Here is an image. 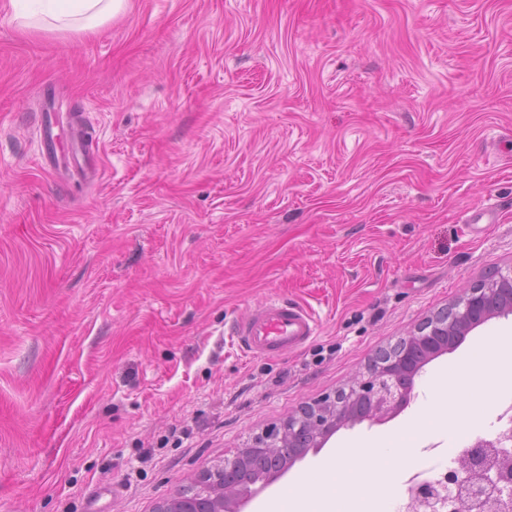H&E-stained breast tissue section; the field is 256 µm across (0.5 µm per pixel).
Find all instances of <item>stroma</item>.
Returning a JSON list of instances; mask_svg holds the SVG:
<instances>
[{"mask_svg":"<svg viewBox=\"0 0 512 512\" xmlns=\"http://www.w3.org/2000/svg\"><path fill=\"white\" fill-rule=\"evenodd\" d=\"M47 110L97 181L42 168ZM495 270L512 0H128L91 32L0 10V512H155ZM271 299L319 329L249 353L229 329Z\"/></svg>","mask_w":512,"mask_h":512,"instance_id":"stroma-1","label":"stroma"}]
</instances>
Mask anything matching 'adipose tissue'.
Wrapping results in <instances>:
<instances>
[{"label": "adipose tissue", "instance_id": "1", "mask_svg": "<svg viewBox=\"0 0 512 512\" xmlns=\"http://www.w3.org/2000/svg\"><path fill=\"white\" fill-rule=\"evenodd\" d=\"M127 0H7L25 28L93 31L123 13Z\"/></svg>", "mask_w": 512, "mask_h": 512}]
</instances>
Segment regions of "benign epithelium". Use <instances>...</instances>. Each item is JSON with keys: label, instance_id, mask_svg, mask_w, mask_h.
Listing matches in <instances>:
<instances>
[{"label": "benign epithelium", "instance_id": "1", "mask_svg": "<svg viewBox=\"0 0 512 512\" xmlns=\"http://www.w3.org/2000/svg\"><path fill=\"white\" fill-rule=\"evenodd\" d=\"M512 292V270L493 273L466 289L450 307L418 325L398 344L388 358H376L366 374L357 377L346 389L336 391L315 404L289 415L256 436L238 450L231 460L215 469L194 475L189 485L173 493L157 507V512H243L247 503L277 478L284 461L295 458L293 447L321 448L341 427L363 420L384 421L409 403L414 378L432 358L446 350L441 337L448 327L465 335L477 321L512 314V304L501 294ZM512 459L484 469L479 482L467 473L448 472V487L456 495L448 497V512H460V505L471 500L481 512H508L512 509Z\"/></svg>", "mask_w": 512, "mask_h": 512}]
</instances>
